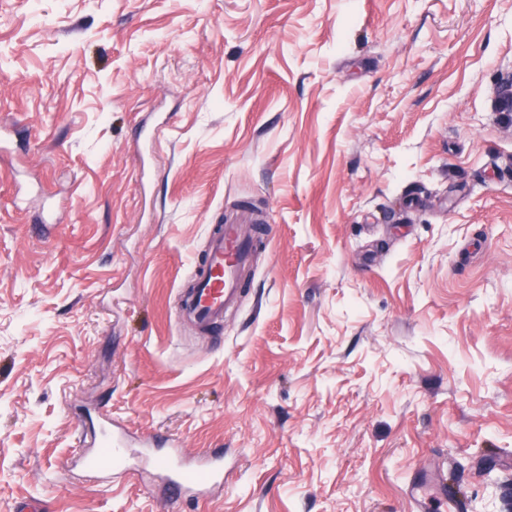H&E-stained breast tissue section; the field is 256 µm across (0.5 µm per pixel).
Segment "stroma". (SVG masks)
I'll list each match as a JSON object with an SVG mask.
<instances>
[{"label":"stroma","mask_w":512,"mask_h":512,"mask_svg":"<svg viewBox=\"0 0 512 512\" xmlns=\"http://www.w3.org/2000/svg\"><path fill=\"white\" fill-rule=\"evenodd\" d=\"M511 76L512 0H0V512H512ZM103 420L223 488L72 466ZM236 224L214 231L206 257V271L196 273L193 295L183 301V315L204 325L224 319V307L235 298L240 271L247 260L248 244L238 234ZM172 451L161 462H154L166 473L170 481L169 500L205 496L212 485L223 483L222 454L214 453L186 465L179 458L178 443L169 444Z\"/></svg>","instance_id":"stroma-1"}]
</instances>
